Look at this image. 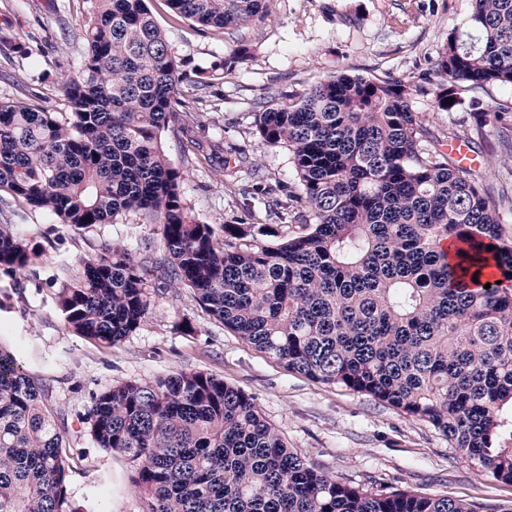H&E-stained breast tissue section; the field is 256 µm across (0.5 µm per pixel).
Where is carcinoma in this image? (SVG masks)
Listing matches in <instances>:
<instances>
[{"instance_id":"carcinoma-1","label":"carcinoma","mask_w":512,"mask_h":512,"mask_svg":"<svg viewBox=\"0 0 512 512\" xmlns=\"http://www.w3.org/2000/svg\"><path fill=\"white\" fill-rule=\"evenodd\" d=\"M86 51L65 87L70 111L0 100V201L90 230L138 212L160 224L148 267L102 246L63 269L65 326L112 345L151 306L157 272L258 352L423 422L471 464L512 484V224L431 136L392 77L340 75L296 104L255 113L266 147L285 146L294 196L311 222L276 245L272 224L217 233L186 206L163 135L182 64L146 0H90ZM201 27L237 28L272 0H167ZM436 107L507 124L468 90L512 85V0H473L435 61ZM492 250H487V246ZM41 248L0 224V272ZM479 281H473V278ZM490 288H484L485 284ZM99 447L125 458L142 512H486L477 500L337 480L288 448L244 390L203 372L129 381L97 395L84 418ZM68 454L42 387L0 349V512H76Z\"/></svg>"}]
</instances>
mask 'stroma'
<instances>
[{"mask_svg": "<svg viewBox=\"0 0 512 512\" xmlns=\"http://www.w3.org/2000/svg\"><path fill=\"white\" fill-rule=\"evenodd\" d=\"M90 0H0V100H43L68 109L64 87L85 47ZM182 63L181 111L192 121L167 132L164 149L182 174V197L202 222L271 224L287 211L298 183L287 148L262 146L254 114L262 106L297 101L311 87L345 72L390 76L419 86L412 107L432 134L475 131L473 113L436 108L434 62L472 0H274L262 17L236 29H206L174 14L166 0H148ZM244 62L233 63L239 50ZM232 61L221 78L199 85L203 71ZM475 165L485 171L503 223L512 224V151L499 129L485 126ZM38 242L43 255L23 273L0 272V348L12 353L43 388L70 448L67 494L75 512H142L131 467L99 448L84 418L103 389L201 371L249 394L289 448L329 475L377 489L409 484L432 495L512 504V485L480 472L427 424L340 387L288 371L206 315L191 290L156 292L139 329L114 345L80 336L54 302L62 264L121 243L137 258L160 254L159 225L138 213L89 231L11 206L0 220ZM191 332H183L181 321Z\"/></svg>", "mask_w": 512, "mask_h": 512, "instance_id": "obj_1", "label": "stroma"}]
</instances>
